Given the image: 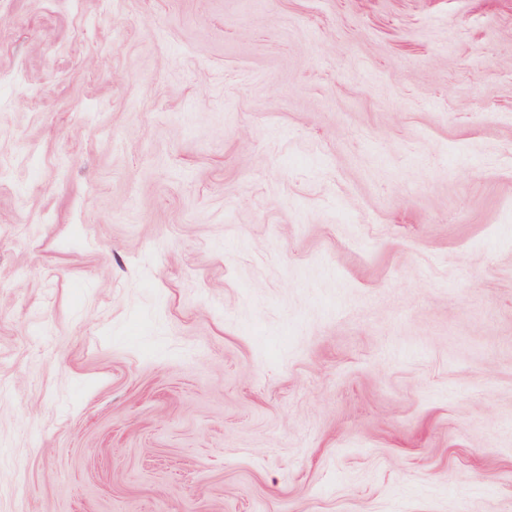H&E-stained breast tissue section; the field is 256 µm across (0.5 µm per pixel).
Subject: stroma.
I'll return each instance as SVG.
<instances>
[{"label":"stroma","mask_w":512,"mask_h":512,"mask_svg":"<svg viewBox=\"0 0 512 512\" xmlns=\"http://www.w3.org/2000/svg\"><path fill=\"white\" fill-rule=\"evenodd\" d=\"M0 512H512V0H0Z\"/></svg>","instance_id":"35a3bbf8"}]
</instances>
